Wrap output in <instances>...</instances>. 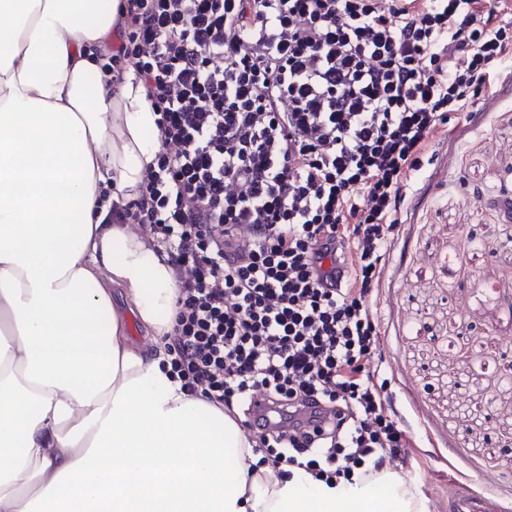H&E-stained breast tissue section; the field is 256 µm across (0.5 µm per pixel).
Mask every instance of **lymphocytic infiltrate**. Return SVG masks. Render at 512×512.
Here are the masks:
<instances>
[{
  "label": "lymphocytic infiltrate",
  "instance_id": "obj_1",
  "mask_svg": "<svg viewBox=\"0 0 512 512\" xmlns=\"http://www.w3.org/2000/svg\"><path fill=\"white\" fill-rule=\"evenodd\" d=\"M500 0H125L115 64L158 151L110 224L179 281L168 346L190 394L325 481L407 458L374 307L412 172L512 52ZM262 395L273 428L254 412Z\"/></svg>",
  "mask_w": 512,
  "mask_h": 512
}]
</instances>
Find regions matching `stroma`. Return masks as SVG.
I'll return each mask as SVG.
<instances>
[{"label":"stroma","mask_w":512,"mask_h":512,"mask_svg":"<svg viewBox=\"0 0 512 512\" xmlns=\"http://www.w3.org/2000/svg\"><path fill=\"white\" fill-rule=\"evenodd\" d=\"M512 72L451 114L397 214L380 285L383 378L415 439L398 474L429 512L451 483L512 512Z\"/></svg>","instance_id":"obj_1"}]
</instances>
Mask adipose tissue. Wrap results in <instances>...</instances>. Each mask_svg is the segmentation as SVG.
I'll list each match as a JSON object with an SVG mask.
<instances>
[{"label":"adipose tissue","instance_id":"obj_1","mask_svg":"<svg viewBox=\"0 0 512 512\" xmlns=\"http://www.w3.org/2000/svg\"><path fill=\"white\" fill-rule=\"evenodd\" d=\"M123 9L0 0V512H427L393 471L330 486L260 464L174 377L169 256L97 205L134 197L157 150L134 70L100 66Z\"/></svg>","mask_w":512,"mask_h":512}]
</instances>
